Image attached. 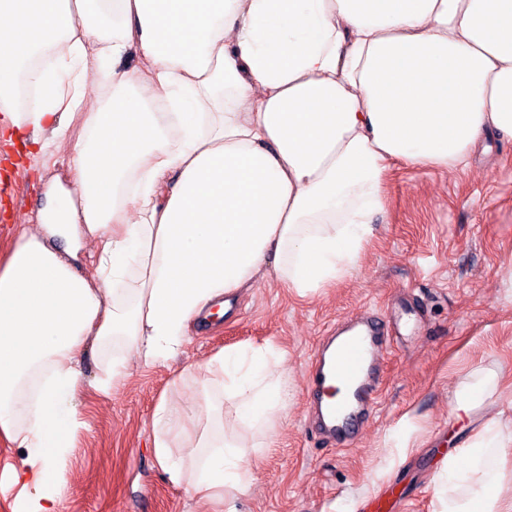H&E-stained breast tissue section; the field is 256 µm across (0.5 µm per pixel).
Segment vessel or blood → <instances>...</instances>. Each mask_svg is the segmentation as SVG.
<instances>
[{
  "label": "vessel or blood",
  "instance_id": "1",
  "mask_svg": "<svg viewBox=\"0 0 512 512\" xmlns=\"http://www.w3.org/2000/svg\"><path fill=\"white\" fill-rule=\"evenodd\" d=\"M349 330L341 339L324 337L309 367L313 413L327 418L325 434L341 447L353 443L357 405L375 404L382 394L379 352L393 336L392 329L371 316L358 318Z\"/></svg>",
  "mask_w": 512,
  "mask_h": 512
}]
</instances>
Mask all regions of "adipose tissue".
Instances as JSON below:
<instances>
[{"mask_svg":"<svg viewBox=\"0 0 512 512\" xmlns=\"http://www.w3.org/2000/svg\"><path fill=\"white\" fill-rule=\"evenodd\" d=\"M131 51L140 68L123 67ZM75 122L68 181L34 171L36 224L0 254L11 512H60L87 344L171 359L192 319L266 269L314 294L355 270L390 163L452 170L512 140V0H0L1 155L22 167ZM285 359L248 344L197 365L225 402L205 405L193 468L170 444L184 413L157 407L173 485L214 505L245 491L294 397ZM501 378L456 393L471 433L435 476V512H512V420L482 413Z\"/></svg>","mask_w":512,"mask_h":512,"instance_id":"ef3b65f1","label":"adipose tissue"}]
</instances>
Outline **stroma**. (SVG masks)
Returning a JSON list of instances; mask_svg holds the SVG:
<instances>
[{
  "instance_id": "35a3bbf8",
  "label": "stroma",
  "mask_w": 512,
  "mask_h": 512,
  "mask_svg": "<svg viewBox=\"0 0 512 512\" xmlns=\"http://www.w3.org/2000/svg\"><path fill=\"white\" fill-rule=\"evenodd\" d=\"M4 196L12 205L0 214V250L38 209L24 170L0 175ZM383 197L353 276L302 298L263 274L233 296L229 314L193 324L172 360L144 364L119 338L87 348L79 427L57 472L60 512H211L160 467L153 414L163 401L200 412L223 400L220 388L202 391L188 366L266 342L287 351L296 393L272 446L252 458L246 491L233 496L237 512H368L388 494L394 512H433L444 443L468 433L453 414L459 383L478 367L512 373V141H491L459 170L393 163ZM368 312L408 328L382 353L373 414L341 448L309 427L308 363L327 330ZM116 359L123 376L101 394L94 384ZM408 429L415 449L393 457L394 436Z\"/></svg>"
}]
</instances>
